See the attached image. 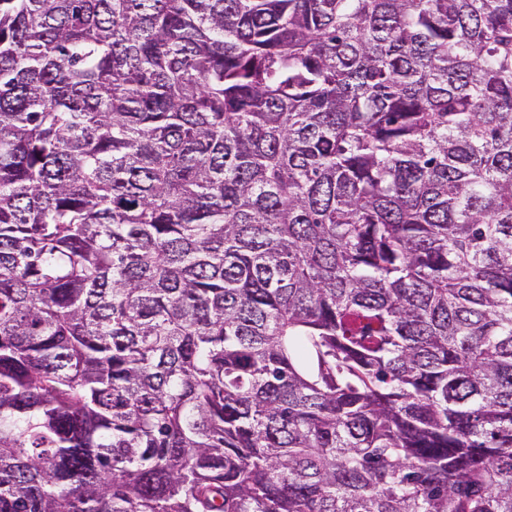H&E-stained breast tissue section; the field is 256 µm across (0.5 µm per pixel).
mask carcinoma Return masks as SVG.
Returning a JSON list of instances; mask_svg holds the SVG:
<instances>
[{
    "label": "carcinoma",
    "mask_w": 512,
    "mask_h": 512,
    "mask_svg": "<svg viewBox=\"0 0 512 512\" xmlns=\"http://www.w3.org/2000/svg\"><path fill=\"white\" fill-rule=\"evenodd\" d=\"M0 512H512V0H0Z\"/></svg>",
    "instance_id": "1"
}]
</instances>
